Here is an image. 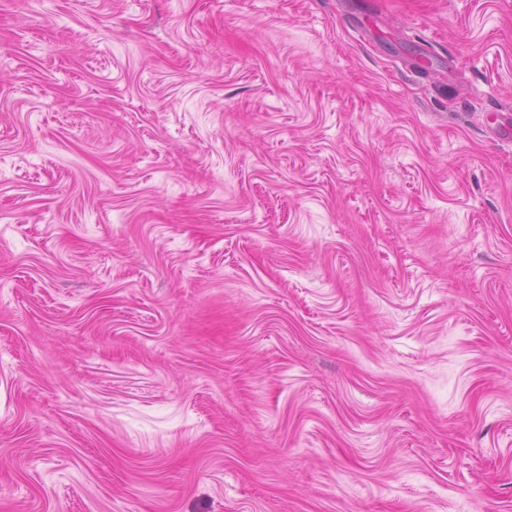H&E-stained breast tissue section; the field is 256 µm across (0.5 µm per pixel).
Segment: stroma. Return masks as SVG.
Wrapping results in <instances>:
<instances>
[{
    "mask_svg": "<svg viewBox=\"0 0 512 512\" xmlns=\"http://www.w3.org/2000/svg\"><path fill=\"white\" fill-rule=\"evenodd\" d=\"M512 0H0V512H512Z\"/></svg>",
    "mask_w": 512,
    "mask_h": 512,
    "instance_id": "stroma-1",
    "label": "stroma"
}]
</instances>
